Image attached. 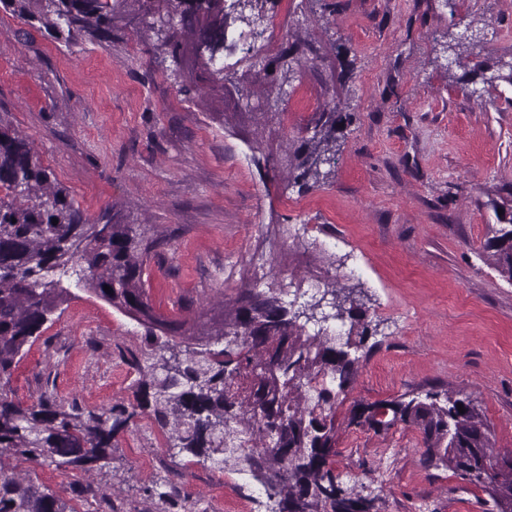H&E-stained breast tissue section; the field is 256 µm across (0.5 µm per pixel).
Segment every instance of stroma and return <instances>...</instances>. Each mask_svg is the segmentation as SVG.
<instances>
[{
    "mask_svg": "<svg viewBox=\"0 0 512 512\" xmlns=\"http://www.w3.org/2000/svg\"><path fill=\"white\" fill-rule=\"evenodd\" d=\"M296 25L327 59L304 71L279 120L260 125L225 112L211 91L184 99L135 33L67 46L43 31L21 37L24 22L0 12V123L86 215L112 208L155 241L145 288L168 318L193 319L250 288L286 302L334 277L359 290L371 334L336 409L337 471L380 495L384 512H486L477 490L424 464L414 427L378 433L347 416L355 404L443 387L476 398L495 447L512 450V282L484 250L494 205L512 203V84L465 82L446 52L471 34L492 73L512 72V0H280L265 53ZM341 61L355 118L339 134L333 178L301 192L280 169L257 166L254 149L296 139L331 99L325 81ZM144 334L74 290L25 347L11 396L37 403L51 373L58 398L86 409L132 401L137 373L123 356ZM36 473L77 512H103L76 494L71 473ZM163 479L189 494L177 512H267L240 475L171 457L144 414L91 483L114 512H161L150 490Z\"/></svg>",
    "mask_w": 512,
    "mask_h": 512,
    "instance_id": "obj_1",
    "label": "stroma"
}]
</instances>
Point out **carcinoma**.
Wrapping results in <instances>:
<instances>
[{"mask_svg": "<svg viewBox=\"0 0 512 512\" xmlns=\"http://www.w3.org/2000/svg\"><path fill=\"white\" fill-rule=\"evenodd\" d=\"M277 2L245 0L238 8L234 0H0V11L66 45L110 42L128 28L151 32L158 55L171 57L179 92L190 94L202 78L237 107L261 92L257 108L272 121L303 70L326 60L299 30L272 58L234 37L263 18L264 40L274 18L264 5ZM238 46L241 55L224 62V51ZM273 71L279 83L262 87ZM349 108L334 94L311 115L316 132L283 149L288 185L329 181L341 147L336 134L353 120ZM153 249L139 224L88 218L28 140L0 123V512H76L12 461L91 473L112 460L116 436L139 411L149 413L169 455L260 485L268 512H374L377 497L347 485L334 467L336 406L354 382L369 333L353 289L337 280L324 288L331 319L348 322L341 342L319 323L321 301L296 308L270 291L247 289L219 302L218 316L188 325L150 303L144 274ZM487 249L512 282V218ZM65 277L145 328L144 346L132 354L139 374L134 402L87 411L75 399L57 400L49 374L38 403L24 407L9 396L17 357L70 295ZM399 422L421 434L426 464L481 490L490 512H512V452L491 443L475 399L431 387L355 405L348 417V425L377 432Z\"/></svg>", "mask_w": 512, "mask_h": 512, "instance_id": "carcinoma-1", "label": "carcinoma"}]
</instances>
